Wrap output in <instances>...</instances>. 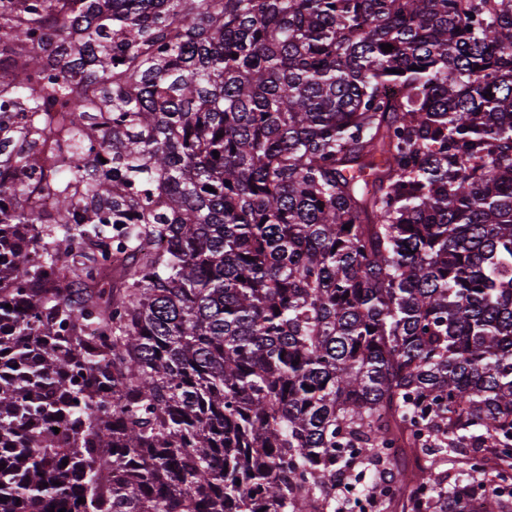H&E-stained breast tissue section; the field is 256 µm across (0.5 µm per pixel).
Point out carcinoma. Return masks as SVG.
<instances>
[{
	"label": "carcinoma",
	"instance_id": "cac0c4a2",
	"mask_svg": "<svg viewBox=\"0 0 512 512\" xmlns=\"http://www.w3.org/2000/svg\"><path fill=\"white\" fill-rule=\"evenodd\" d=\"M0 256V512H512V0H0Z\"/></svg>",
	"mask_w": 512,
	"mask_h": 512
}]
</instances>
